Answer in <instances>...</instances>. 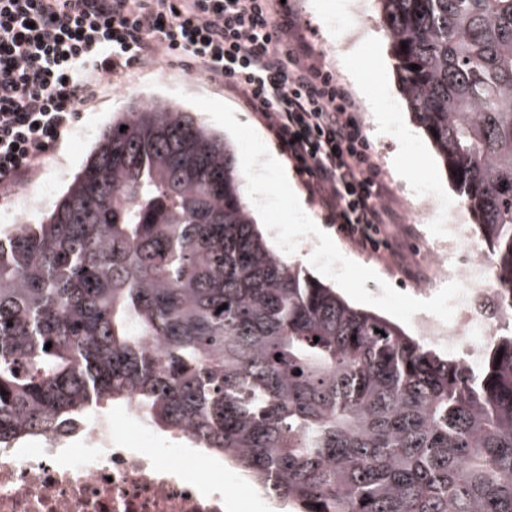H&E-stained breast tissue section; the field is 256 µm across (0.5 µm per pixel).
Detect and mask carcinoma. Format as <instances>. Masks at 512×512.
<instances>
[{"instance_id":"cac0c4a2","label":"carcinoma","mask_w":512,"mask_h":512,"mask_svg":"<svg viewBox=\"0 0 512 512\" xmlns=\"http://www.w3.org/2000/svg\"><path fill=\"white\" fill-rule=\"evenodd\" d=\"M377 2L508 322L512 0ZM242 183L224 136L131 99L40 223L0 235V446L133 400L293 512H512V336L468 364L351 306L267 246Z\"/></svg>"}]
</instances>
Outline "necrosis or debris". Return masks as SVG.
Masks as SVG:
<instances>
[{
  "label": "necrosis or debris",
  "mask_w": 512,
  "mask_h": 512,
  "mask_svg": "<svg viewBox=\"0 0 512 512\" xmlns=\"http://www.w3.org/2000/svg\"><path fill=\"white\" fill-rule=\"evenodd\" d=\"M460 206L424 198L413 215L434 225L435 239H419L405 264L431 267L429 285L456 281L465 295L450 321L417 317L421 339L475 355L495 329L481 304L493 289L492 260L460 222ZM82 447L61 452L57 438L41 447H0V512H224V457L199 460L193 448L117 446L107 418L83 423Z\"/></svg>",
  "instance_id": "obj_1"
}]
</instances>
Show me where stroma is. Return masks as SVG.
<instances>
[{"instance_id":"35a3bbf8","label":"stroma","mask_w":512,"mask_h":512,"mask_svg":"<svg viewBox=\"0 0 512 512\" xmlns=\"http://www.w3.org/2000/svg\"><path fill=\"white\" fill-rule=\"evenodd\" d=\"M313 0H291V6L297 16L304 39L311 45L315 60L323 69L330 72L336 81L346 86L348 92H355V85L350 84L347 76L338 65V46L363 44L375 47V54L364 55L361 64L367 72L380 73L382 81L376 89L379 102L391 104L402 117L409 130L407 138L380 137L373 132L371 108L364 98H357L360 109L359 117L367 139L370 142L374 161L381 177L390 191L393 207L404 216V224L398 225L396 233L397 246H405L410 241L427 236V224L416 221L411 205L414 198L400 181L390 164L393 155L405 157L413 179L426 186L439 200L456 198L457 192L448 172L442 166L433 148L411 117L398 87L393 68L389 43L378 24V5L376 0H365L363 10L347 6L343 13L328 12L315 14ZM183 90L191 95H204L218 99L234 107L239 122L249 124L262 136L268 150L278 156L286 173L294 176L296 185H303V177L297 176L295 168L284 156L273 132L256 116L240 107L236 96L228 89H223L189 74L186 67L177 60L159 61L154 65L136 69L126 76L121 86L104 92L91 105L82 109L79 128L89 129L86 138L71 135L58 150L45 162L42 170L20 184L6 209L14 213V222L23 224L36 223L46 210V203L36 202L24 206L30 191L43 182H51L53 196H60L73 176L80 170L90 149L97 142L102 132L110 125L112 114L130 98L155 97L169 102H176V90ZM307 210L315 223L326 229L338 249L349 259L371 268L378 278L367 281L366 289L372 294H380V282H387L398 291L415 294L417 288L427 280L430 270L422 264H415L412 271H404L392 259L381 257L364 250L353 241L343 236L332 215L315 197H307Z\"/></svg>"}]
</instances>
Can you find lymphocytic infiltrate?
<instances>
[{
  "instance_id": "1",
  "label": "lymphocytic infiltrate",
  "mask_w": 512,
  "mask_h": 512,
  "mask_svg": "<svg viewBox=\"0 0 512 512\" xmlns=\"http://www.w3.org/2000/svg\"><path fill=\"white\" fill-rule=\"evenodd\" d=\"M311 56L283 0H0V200L101 90L175 58L257 112L346 238L392 253L401 217L357 107Z\"/></svg>"
}]
</instances>
